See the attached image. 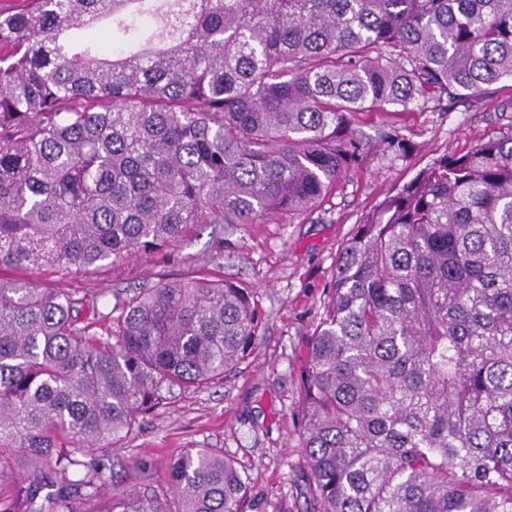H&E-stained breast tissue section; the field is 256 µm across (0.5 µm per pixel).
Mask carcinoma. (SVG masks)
<instances>
[{"instance_id": "cac0c4a2", "label": "carcinoma", "mask_w": 512, "mask_h": 512, "mask_svg": "<svg viewBox=\"0 0 512 512\" xmlns=\"http://www.w3.org/2000/svg\"><path fill=\"white\" fill-rule=\"evenodd\" d=\"M155 22L131 53L100 23ZM512 79V0H31L0 13V512H78L112 444L224 380L255 344L248 288L199 275L109 312L66 275L196 224L300 217L373 156L358 114ZM312 512H512V136L434 158L342 244L300 366ZM173 497L95 512H249L235 463L170 462Z\"/></svg>"}]
</instances>
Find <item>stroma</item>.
I'll return each instance as SVG.
<instances>
[{
	"mask_svg": "<svg viewBox=\"0 0 512 512\" xmlns=\"http://www.w3.org/2000/svg\"><path fill=\"white\" fill-rule=\"evenodd\" d=\"M511 95L512 88L500 84L479 100L359 114L356 128L366 141L378 143L383 132L397 127L414 143L412 155L384 166L371 163L343 177L307 216L291 221L277 217L243 228L199 224L166 251L136 254L63 280L40 275L45 288L104 292L163 278L187 279L196 276L220 237L224 258L212 268L213 278L252 289L263 311L248 358L224 381L182 391L130 438L113 445V490L165 493L172 456L183 448H208L233 460L247 477L255 512H309L308 473L298 448L299 365L324 311L340 246L364 213L434 157L512 135V109H499L500 101Z\"/></svg>",
	"mask_w": 512,
	"mask_h": 512,
	"instance_id": "35a3bbf8",
	"label": "stroma"
}]
</instances>
